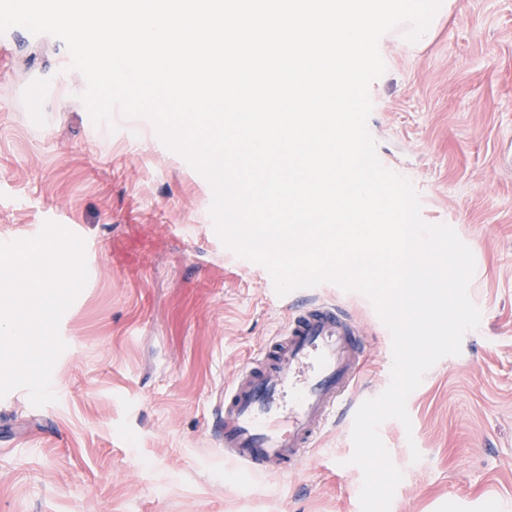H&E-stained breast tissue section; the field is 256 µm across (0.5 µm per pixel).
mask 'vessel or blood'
Wrapping results in <instances>:
<instances>
[{
    "instance_id": "b4317fda",
    "label": "vessel or blood",
    "mask_w": 512,
    "mask_h": 512,
    "mask_svg": "<svg viewBox=\"0 0 512 512\" xmlns=\"http://www.w3.org/2000/svg\"><path fill=\"white\" fill-rule=\"evenodd\" d=\"M364 341L336 304L295 309L285 329L224 388V459L246 474L298 466L348 405Z\"/></svg>"
}]
</instances>
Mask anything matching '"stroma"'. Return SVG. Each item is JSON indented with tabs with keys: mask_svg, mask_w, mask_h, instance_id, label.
I'll return each instance as SVG.
<instances>
[{
	"mask_svg": "<svg viewBox=\"0 0 512 512\" xmlns=\"http://www.w3.org/2000/svg\"><path fill=\"white\" fill-rule=\"evenodd\" d=\"M379 51L378 159L471 249L481 312L409 395L411 429L380 428L402 473L390 512H512V0H453L431 40L385 36ZM70 62L59 38L0 34V243L53 222L83 239L88 269L60 323L56 402L0 398V512H361L351 426L266 476L225 462L212 424L225 385L309 296L357 323L354 391L379 395L392 353L373 303L332 283L278 295L218 237L208 180L149 119L94 125Z\"/></svg>",
	"mask_w": 512,
	"mask_h": 512,
	"instance_id": "stroma-1",
	"label": "stroma"
}]
</instances>
